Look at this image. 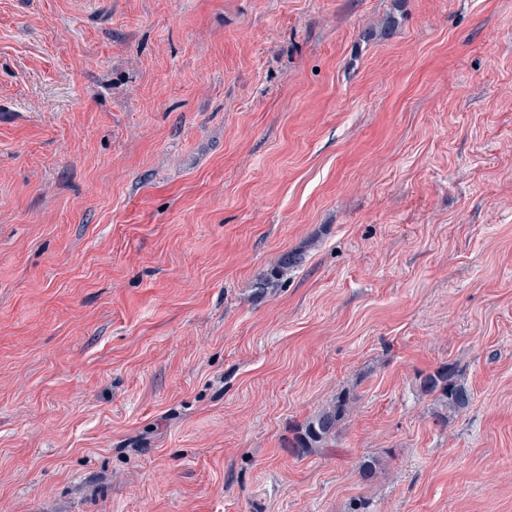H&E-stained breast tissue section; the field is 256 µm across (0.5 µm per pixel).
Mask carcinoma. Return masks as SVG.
<instances>
[{"mask_svg": "<svg viewBox=\"0 0 512 512\" xmlns=\"http://www.w3.org/2000/svg\"><path fill=\"white\" fill-rule=\"evenodd\" d=\"M304 261V254L287 253L278 263L264 273L255 284L261 292L279 286L288 271L299 267ZM420 391L434 399L436 408L433 420L437 426L448 424V416L466 409L471 402V393L459 378L454 364L449 363L424 374L419 379ZM357 401L353 392L344 389L317 414L306 420L296 431L292 441V451L306 455L321 448L332 447L336 433L341 424L350 416ZM380 468V461L372 457L364 458L358 463V472L362 479L370 482Z\"/></svg>", "mask_w": 512, "mask_h": 512, "instance_id": "1", "label": "carcinoma"}]
</instances>
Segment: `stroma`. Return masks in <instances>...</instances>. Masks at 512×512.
I'll use <instances>...</instances> for the list:
<instances>
[{"mask_svg": "<svg viewBox=\"0 0 512 512\" xmlns=\"http://www.w3.org/2000/svg\"><path fill=\"white\" fill-rule=\"evenodd\" d=\"M354 498L512 512V0H0V512ZM304 261V254L298 252L287 253L281 257L278 263L264 273L255 284L259 292H265L277 288L280 281L288 274V271L299 267ZM420 391L434 399L436 408L433 420L437 426L448 424V416L466 409L471 402V393L459 378L454 364L449 363L419 379ZM356 401L357 397L350 390L336 393L326 406L298 428L291 441L292 451L306 455L332 447L338 429L352 413Z\"/></svg>", "mask_w": 512, "mask_h": 512, "instance_id": "35a3bbf8", "label": "stroma"}]
</instances>
